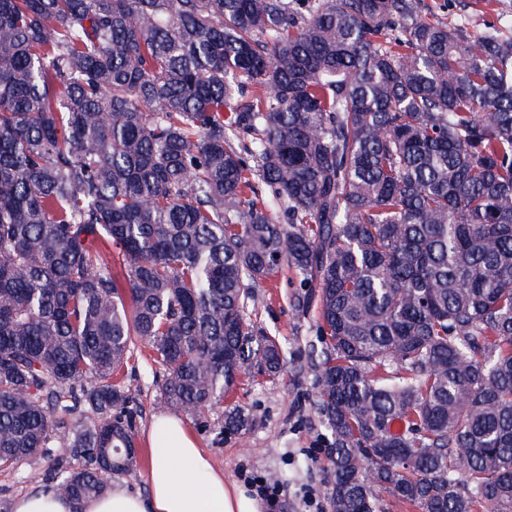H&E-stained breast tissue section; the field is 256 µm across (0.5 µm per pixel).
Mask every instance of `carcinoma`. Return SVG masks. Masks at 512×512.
<instances>
[{"instance_id": "obj_1", "label": "carcinoma", "mask_w": 512, "mask_h": 512, "mask_svg": "<svg viewBox=\"0 0 512 512\" xmlns=\"http://www.w3.org/2000/svg\"><path fill=\"white\" fill-rule=\"evenodd\" d=\"M424 0H0V471L136 464L129 371L244 436L280 269L333 512H512V37ZM117 253L111 265L106 252Z\"/></svg>"}]
</instances>
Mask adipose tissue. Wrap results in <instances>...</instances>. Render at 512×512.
Masks as SVG:
<instances>
[{"label": "adipose tissue", "mask_w": 512, "mask_h": 512, "mask_svg": "<svg viewBox=\"0 0 512 512\" xmlns=\"http://www.w3.org/2000/svg\"><path fill=\"white\" fill-rule=\"evenodd\" d=\"M149 437L147 495L117 484L106 495L77 505L37 491L16 499L13 512H262L258 499L214 470L178 417L159 416Z\"/></svg>", "instance_id": "1"}]
</instances>
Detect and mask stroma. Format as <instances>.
Returning <instances> with one entry per match:
<instances>
[{
	"label": "stroma",
	"mask_w": 512,
	"mask_h": 512,
	"mask_svg": "<svg viewBox=\"0 0 512 512\" xmlns=\"http://www.w3.org/2000/svg\"><path fill=\"white\" fill-rule=\"evenodd\" d=\"M432 14L449 21L454 13L465 12L475 21L493 19L495 14H512V0H428ZM297 281L290 271H282L268 289L257 321L275 331L292 348L288 373L283 378L238 389L235 399L248 409L252 419L250 431L242 437L220 434L219 412H211L209 429L187 422L186 430L209 455L215 469L225 478L246 485L248 478L284 474L282 495L276 506L266 512H306V499L318 504L319 512H331V490L327 482V438L313 405L311 386L312 353L310 341L315 338L312 320H296L289 305ZM139 389L132 406L139 415L134 429L140 450L138 462L130 472L119 476L118 482L133 493L148 491L147 471L150 451L147 433L154 416L159 415V390L153 382L151 365H137Z\"/></svg>",
	"instance_id": "1"
}]
</instances>
